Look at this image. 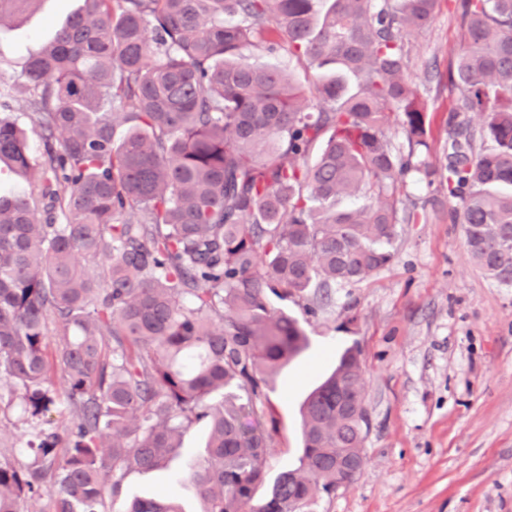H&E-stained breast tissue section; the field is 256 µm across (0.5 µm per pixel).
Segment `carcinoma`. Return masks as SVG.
<instances>
[{"label": "carcinoma", "instance_id": "carcinoma-1", "mask_svg": "<svg viewBox=\"0 0 512 512\" xmlns=\"http://www.w3.org/2000/svg\"><path fill=\"white\" fill-rule=\"evenodd\" d=\"M36 0H0V21ZM439 0H84L27 60L41 159L0 90V391L21 392L26 461L0 458V512H105L123 476L160 467L192 425L199 512H310L366 464L361 350L301 407L299 465L270 478L267 384L308 345L274 300L333 303L391 265L400 188L426 145L406 36ZM448 195L475 264L512 287V0H462ZM315 69L322 107L267 61ZM403 131L408 153L388 132ZM102 258L100 278L87 263ZM54 348H49V323ZM61 372L67 446L43 427ZM264 498H257L262 489ZM127 512H183L159 494ZM271 61L276 62L283 68L287 69L305 86H307L305 79L307 76L312 74V70L309 68L305 58H297L295 56L288 55V52L286 51H281L277 55L271 57Z\"/></svg>", "mask_w": 512, "mask_h": 512}]
</instances>
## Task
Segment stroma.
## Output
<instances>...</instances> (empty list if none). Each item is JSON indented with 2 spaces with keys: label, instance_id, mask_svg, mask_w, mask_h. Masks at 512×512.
I'll list each match as a JSON object with an SVG mask.
<instances>
[{
  "label": "stroma",
  "instance_id": "obj_1",
  "mask_svg": "<svg viewBox=\"0 0 512 512\" xmlns=\"http://www.w3.org/2000/svg\"><path fill=\"white\" fill-rule=\"evenodd\" d=\"M82 0H40L0 29V83L17 104L33 156L44 142L27 108L22 71ZM461 0H439L431 24L409 38L407 73L428 107L433 183L409 176L401 190L397 258L365 281L335 290L333 307L298 316L309 345L265 392L275 409L271 475L297 467L299 407L348 347L366 367L368 462L348 488L320 498L314 512H512V287L498 284L469 256L456 199L448 195L451 130L483 118L456 112L452 53L463 40ZM204 424L188 429L178 455L150 472H131L106 512L135 497L167 494L185 512L201 504L185 477L204 453Z\"/></svg>",
  "mask_w": 512,
  "mask_h": 512
}]
</instances>
